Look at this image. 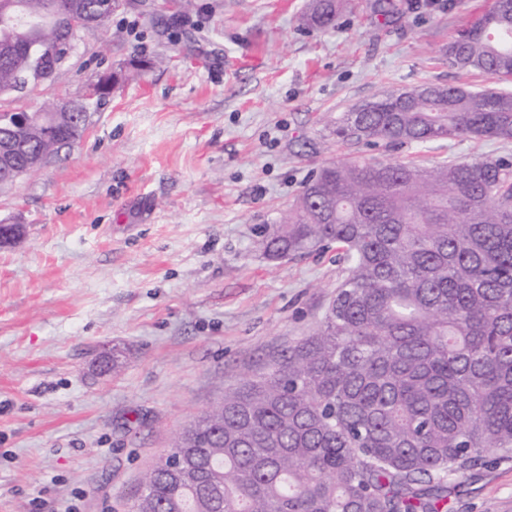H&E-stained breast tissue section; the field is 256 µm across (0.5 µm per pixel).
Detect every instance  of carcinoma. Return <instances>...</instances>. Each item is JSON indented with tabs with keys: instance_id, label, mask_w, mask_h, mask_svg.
I'll return each mask as SVG.
<instances>
[{
	"instance_id": "cac0c4a2",
	"label": "carcinoma",
	"mask_w": 512,
	"mask_h": 512,
	"mask_svg": "<svg viewBox=\"0 0 512 512\" xmlns=\"http://www.w3.org/2000/svg\"><path fill=\"white\" fill-rule=\"evenodd\" d=\"M344 0H310L334 30ZM97 0H0V95L53 80ZM512 80V0L442 50ZM57 50L56 65L41 62ZM85 119L59 101L20 135L48 160ZM336 141H512V91L420 83L359 104ZM336 244L345 274L312 334L245 373L143 475L135 512H448V477L512 451V158L320 166L264 233L281 260Z\"/></svg>"
}]
</instances>
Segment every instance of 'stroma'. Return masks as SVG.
Instances as JSON below:
<instances>
[{"label": "stroma", "mask_w": 512, "mask_h": 512, "mask_svg": "<svg viewBox=\"0 0 512 512\" xmlns=\"http://www.w3.org/2000/svg\"><path fill=\"white\" fill-rule=\"evenodd\" d=\"M348 0L336 31L309 0H119L55 79L0 112L113 88L90 126L0 193V512H129L143 471L241 375L311 334L343 276L335 247L281 261L260 242L319 166L364 154L331 130L382 91L479 85L441 48L494 0ZM434 157L512 156L450 141ZM121 352L98 377L97 356ZM450 512H512V458L459 483Z\"/></svg>", "instance_id": "35a3bbf8"}]
</instances>
